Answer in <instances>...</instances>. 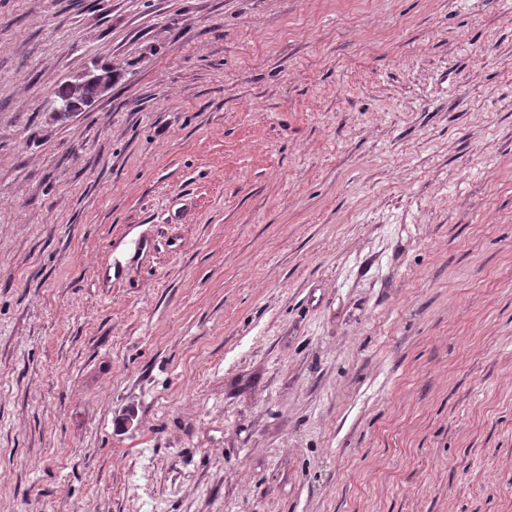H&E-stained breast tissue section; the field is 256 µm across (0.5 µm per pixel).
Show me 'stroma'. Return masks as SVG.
Returning a JSON list of instances; mask_svg holds the SVG:
<instances>
[{
  "label": "stroma",
  "mask_w": 512,
  "mask_h": 512,
  "mask_svg": "<svg viewBox=\"0 0 512 512\" xmlns=\"http://www.w3.org/2000/svg\"><path fill=\"white\" fill-rule=\"evenodd\" d=\"M0 512H512V0H0Z\"/></svg>",
  "instance_id": "stroma-1"
}]
</instances>
